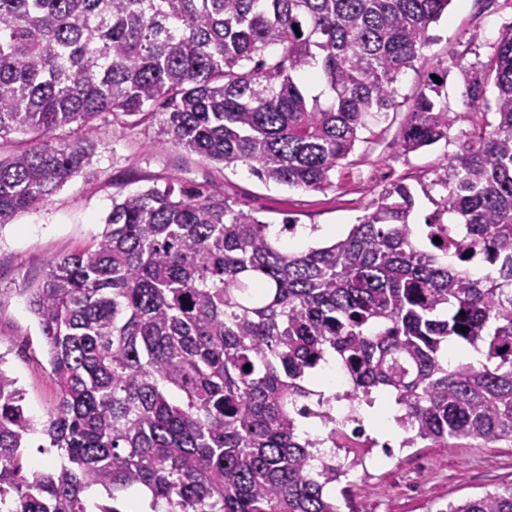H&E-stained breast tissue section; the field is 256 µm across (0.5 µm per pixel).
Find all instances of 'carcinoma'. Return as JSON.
Wrapping results in <instances>:
<instances>
[{"label":"carcinoma","mask_w":512,"mask_h":512,"mask_svg":"<svg viewBox=\"0 0 512 512\" xmlns=\"http://www.w3.org/2000/svg\"><path fill=\"white\" fill-rule=\"evenodd\" d=\"M452 0H0V225L45 204L93 165L55 132L101 114L170 109L175 144L265 182L322 190L431 42ZM450 66L432 71L402 134L407 152L448 139ZM475 124L423 193L442 190L416 232L395 183L348 233L306 248L218 192L168 185L117 193L87 247L48 262L27 304L57 402L43 450L17 380L0 368V512H90L101 488L123 512H340L302 419L316 399L333 447L334 403L308 381L328 359L345 397L391 393L410 442H512V26L464 73ZM460 229L455 259L438 227ZM492 267L475 280L466 262ZM483 359L448 366V340ZM250 369H245V366ZM443 512H512V489ZM41 435L39 432L30 435L26 446L23 449V461L28 467H36L40 469H51L56 466V460L58 459L53 453L42 452L37 448L38 444L41 443Z\"/></svg>","instance_id":"carcinoma-1"}]
</instances>
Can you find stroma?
Instances as JSON below:
<instances>
[{"label": "stroma", "mask_w": 512, "mask_h": 512, "mask_svg": "<svg viewBox=\"0 0 512 512\" xmlns=\"http://www.w3.org/2000/svg\"><path fill=\"white\" fill-rule=\"evenodd\" d=\"M512 25V0H452L447 14L431 25L430 44L397 84L395 106L374 116L354 150L332 176V185L307 190L263 182L243 165L227 167L171 143L165 109L134 116L105 114L89 128L57 130L65 142L92 145L91 171L69 180L50 201L0 226V291L9 304L0 311V354L4 367L24 393L22 405L35 422L46 419L57 398L47 348L27 306L30 288L47 271L51 258L74 253L99 235L118 192L134 193L171 183H187L223 193L237 207L280 228L335 229L344 235L390 184L402 182L418 194L409 221L424 223L436 206L420 189L436 169L467 141L479 115L466 105L459 67L487 62L503 29ZM451 64L448 109L455 123L447 141L407 152L402 133L428 73ZM349 457L363 468L343 479L366 512H444L448 503L512 488V444L480 446L465 439L443 446L420 441L387 459L363 440L347 442Z\"/></svg>", "instance_id": "stroma-1"}]
</instances>
